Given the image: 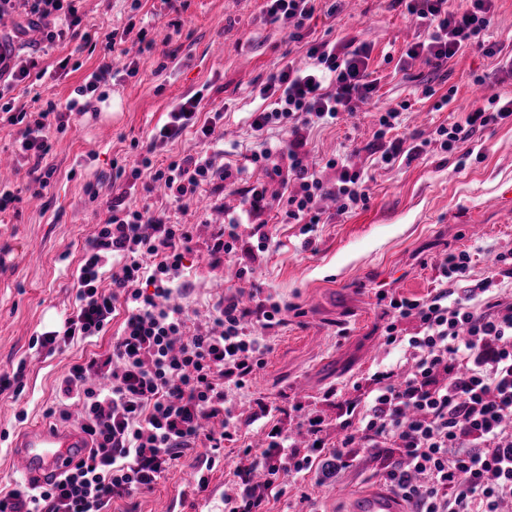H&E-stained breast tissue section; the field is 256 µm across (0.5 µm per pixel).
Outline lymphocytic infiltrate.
<instances>
[{"label": "lymphocytic infiltrate", "mask_w": 512, "mask_h": 512, "mask_svg": "<svg viewBox=\"0 0 512 512\" xmlns=\"http://www.w3.org/2000/svg\"><path fill=\"white\" fill-rule=\"evenodd\" d=\"M316 0H268L272 21L287 24L290 41L305 40L304 28ZM417 31L405 55L438 70L470 47L498 54L485 43L492 22L493 0H473L464 13L450 10L448 0H404ZM81 23L74 0H31L28 27L43 31L48 43L61 40ZM370 44L351 38L342 42H310L305 67L286 64L273 74L258 96L264 108L249 115L256 135L273 127L287 129V140L263 144L250 156L268 174L286 176L297 185L287 197L289 222L302 233L320 223V202L333 196L341 212L366 204L362 170L339 153L325 167L335 182L324 180L308 160L311 132L353 115L357 102L371 99L378 82L369 69ZM199 96L182 98L156 127L152 144L178 140L195 131L203 149L155 163L142 155L131 166H118L116 178L145 189L163 185L175 202L193 200L201 185L219 179L235 182L237 170L222 161L223 150L210 145L223 112L200 119ZM77 100L47 115L0 113L22 125L20 149L32 159L30 174L47 186L42 163L49 152V126L65 129L80 114ZM512 118V99L497 111L471 109L464 121L439 126L441 150L471 140L490 123ZM401 112L380 113L374 133L379 160L412 161L424 144L407 143L397 134ZM192 227L149 209L133 208L125 194L112 198L111 214L90 240L76 270L74 306L59 327L33 336L30 346L54 353L72 342L103 335L117 311L125 318L112 339V349L73 364L59 381L57 414L80 415L91 437L88 454L59 481L5 492L26 512H108L112 502L152 488L184 453L203 449L196 492L209 486L207 477L227 444H241L237 480L224 493L226 512H263L270 499L282 495L278 474L293 471L304 477L320 457L337 468L353 464L366 448H394L385 466L386 483L408 501L413 512H501L512 502V297L494 293L496 277L512 278V267L499 269L473 288L461 282L469 254L451 253L442 262L444 282L423 299L391 297L392 321L385 328L386 346L400 349L399 364L380 368L353 384L354 397L342 401L345 434L336 443L324 441V419L295 403L310 441L297 446L264 400H256L250 423L265 435L262 449L242 444L229 390L247 389L263 367L270 348L252 324L269 328L282 322L275 303L248 307L235 293L213 306L217 332H202L183 307L170 304L173 285L182 276L191 249ZM267 475L263 484L255 472Z\"/></svg>", "instance_id": "lymphocytic-infiltrate-1"}]
</instances>
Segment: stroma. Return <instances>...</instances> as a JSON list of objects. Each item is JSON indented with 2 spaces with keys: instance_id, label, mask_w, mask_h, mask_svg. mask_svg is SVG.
I'll use <instances>...</instances> for the list:
<instances>
[{
  "instance_id": "1",
  "label": "stroma",
  "mask_w": 512,
  "mask_h": 512,
  "mask_svg": "<svg viewBox=\"0 0 512 512\" xmlns=\"http://www.w3.org/2000/svg\"><path fill=\"white\" fill-rule=\"evenodd\" d=\"M329 0H320L310 22L312 37L340 40L355 37L373 48L371 67L380 79L374 97L359 102L356 115L315 129L310 157L321 161L335 150H353V162L367 169L365 208L339 213V203L325 199L324 222L311 237L288 223L282 205L268 213L272 237L267 252L244 278H229L228 266L212 267L206 246L226 215L246 206L251 188L265 187L278 196L287 187L273 180L248 158L260 140L247 121L261 100L258 90L284 60L303 64L304 43L289 41L282 24L270 22L266 0H77L80 35L45 45L37 31L16 38L24 19L15 11L0 17V43L21 55L39 56L47 73L13 83L6 100L14 109L37 113L73 98L75 89L102 65L111 74L93 94L89 107L62 131L50 130L51 151L45 164L53 174L36 190L28 159L17 150L19 127L0 124V155L11 160L0 180L10 183L17 199L0 212V373L24 369L20 399L0 395V432L16 433L18 413L28 420L59 419L50 415L59 378L67 368L94 354L108 353L111 335L64 348L45 357L30 349L34 333L53 328L73 307V274L88 240L109 215L116 191L128 189V200L154 211L175 213L194 227L195 245L186 256L189 287L179 297L188 313L205 320L227 290H241L257 299L273 298L288 305L283 323L268 332L270 350L251 387L236 398V414L247 424L246 441L260 447L257 426L248 425L254 399L287 406L299 398L327 419L326 435L340 430L338 398L342 388L377 363H394L398 350L384 351L379 339L386 323L380 292L412 299L429 295L442 280L440 262L446 253L468 252L466 286L488 276L496 255L512 264V223L501 214L512 208L503 191L512 186V122L491 124L471 145L446 152L431 145L412 162L372 164L368 147L374 141L379 113L407 104L400 135L427 138L436 127L461 120L491 96L512 98V74L502 71L498 57L467 50L441 70L418 60H402L415 23L394 0H344L340 12L328 15ZM152 26L169 42L140 53L135 29ZM124 33L114 51L106 37ZM93 45H86L85 36ZM140 56L137 73L128 60ZM66 69H59V61ZM434 96H425V89ZM200 95L202 117L223 111L215 136L226 151L224 160L242 167L232 184L214 181L200 189L197 203L172 204L164 191L127 188L114 179L113 163L133 162L146 149L155 126L186 96ZM451 102L436 109L438 97ZM480 159H463L467 148ZM238 448L227 445L223 460L209 475L206 492L190 487L198 451L177 461L152 490L114 502L110 512H224V492L235 481ZM385 453L360 452L354 465L323 479L319 468L305 478L280 472L285 491L267 503L266 512H340L347 495L384 485Z\"/></svg>"
}]
</instances>
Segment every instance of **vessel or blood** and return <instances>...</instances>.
Wrapping results in <instances>:
<instances>
[{
	"mask_svg": "<svg viewBox=\"0 0 512 512\" xmlns=\"http://www.w3.org/2000/svg\"><path fill=\"white\" fill-rule=\"evenodd\" d=\"M91 446L90 438L78 427L39 423L16 439L12 455L27 483L38 486L59 477ZM347 512H406V508L392 493L367 490L348 497Z\"/></svg>",
	"mask_w": 512,
	"mask_h": 512,
	"instance_id": "obj_1",
	"label": "vessel or blood"
}]
</instances>
